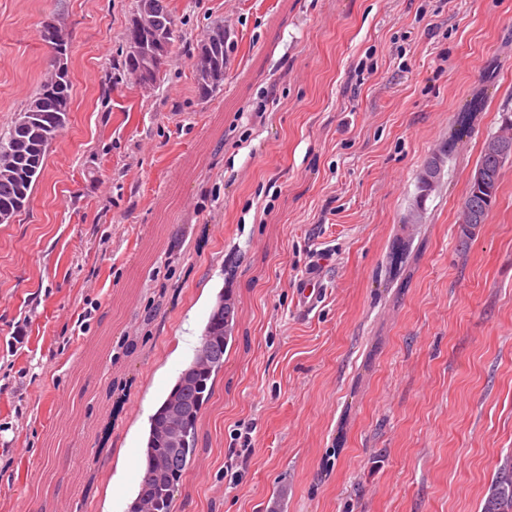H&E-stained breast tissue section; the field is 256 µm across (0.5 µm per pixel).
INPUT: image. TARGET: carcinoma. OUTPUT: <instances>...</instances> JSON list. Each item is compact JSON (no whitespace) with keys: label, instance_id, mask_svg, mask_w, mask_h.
Wrapping results in <instances>:
<instances>
[{"label":"carcinoma","instance_id":"cac0c4a2","mask_svg":"<svg viewBox=\"0 0 512 512\" xmlns=\"http://www.w3.org/2000/svg\"><path fill=\"white\" fill-rule=\"evenodd\" d=\"M155 18L154 26L143 29L153 36V28L165 29L162 50L171 53L174 38L175 15L168 0H138L136 14L145 11ZM227 39L224 24L214 23L201 41L195 61L197 87L201 99L206 100L224 88V69L227 67ZM48 82L39 86L25 109L18 113L8 134L0 136V214L4 221L20 213L29 201L33 186L39 177L49 144L42 132L50 125L61 129L66 125L67 113L56 116L36 112L34 106L43 99ZM500 177L483 184L469 181L463 204L487 218L496 201ZM232 307L224 294H219L205 324L200 346L177 376L168 394L149 419L144 446V465L138 493L128 512H172L175 495L183 477L190 469L196 453L197 424L204 406L211 398L216 376L224 369V353L231 339ZM178 398L188 399L191 406L183 421L185 446L180 457L165 471L155 467V461L165 448L162 433L168 419V409ZM482 512H512V468H500Z\"/></svg>","mask_w":512,"mask_h":512}]
</instances>
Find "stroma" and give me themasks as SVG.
Returning <instances> with one entry per match:
<instances>
[{
  "label": "stroma",
  "instance_id": "35a3bbf8",
  "mask_svg": "<svg viewBox=\"0 0 512 512\" xmlns=\"http://www.w3.org/2000/svg\"><path fill=\"white\" fill-rule=\"evenodd\" d=\"M170 4L173 47L144 90L122 68L136 0H0V135L48 77L45 22L69 31L72 84L28 205L0 224V512H127L206 285L235 320L174 512H482L512 462V161L457 239L512 109V0ZM216 22L229 64L203 100L193 54ZM507 136L508 142H510L512 147V113L506 111L503 113L502 120H501V126L499 127L498 131L496 133H492L490 136H488L485 140L484 145L482 146L480 157L478 162L476 163V167L485 164V165H491L493 168L496 166V161H492L490 156L487 154L489 153L492 156H496L497 154L502 153L504 150V146L502 142L495 141L487 145L489 139L499 137L503 138ZM510 136V137H509ZM486 145H487V153H486ZM511 159L512 156L511 158L510 156L506 158L500 168V172L497 174L494 181L490 180L489 182L483 183V181H487L488 177L492 175V172L485 167L478 168L475 173L474 179L478 184L470 179L467 192L462 202V207L463 205L469 206L471 210L479 213L481 217L474 212L467 213L466 219L468 224H463L464 227L469 228V224L481 223V218L483 220V224L485 223L489 211L496 201L501 170L505 162ZM462 207L460 219L462 218Z\"/></svg>",
  "mask_w": 512,
  "mask_h": 512
}]
</instances>
